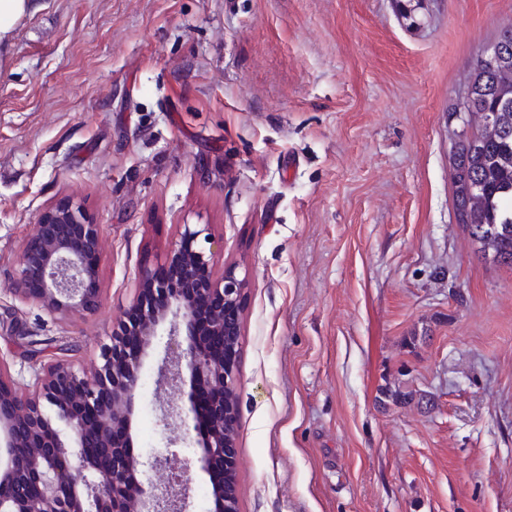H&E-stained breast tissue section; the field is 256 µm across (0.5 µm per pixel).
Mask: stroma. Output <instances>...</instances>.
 I'll list each match as a JSON object with an SVG mask.
<instances>
[{
    "label": "stroma",
    "instance_id": "35a3bbf8",
    "mask_svg": "<svg viewBox=\"0 0 512 512\" xmlns=\"http://www.w3.org/2000/svg\"><path fill=\"white\" fill-rule=\"evenodd\" d=\"M0 66V364L92 371L187 224L246 273L238 512H512V269L458 224L451 116L512 0H38ZM102 227L101 305L8 291L39 215ZM414 400H400L403 392ZM135 454L162 426L137 397Z\"/></svg>",
    "mask_w": 512,
    "mask_h": 512
}]
</instances>
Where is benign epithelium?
Instances as JSON below:
<instances>
[{"instance_id": "7a95c632", "label": "benign epithelium", "mask_w": 512, "mask_h": 512, "mask_svg": "<svg viewBox=\"0 0 512 512\" xmlns=\"http://www.w3.org/2000/svg\"><path fill=\"white\" fill-rule=\"evenodd\" d=\"M100 244V225L88 221L81 202L46 209L22 244L9 292L52 314L94 313L101 297L90 282H98ZM214 244L208 227L186 224L166 254L164 264L176 276L200 282L192 298L153 269L138 271L128 309L138 316L120 320L93 377L54 361L22 396L0 373V512H189L187 467L195 463L213 476L238 431L229 396L239 384L246 277L234 268L214 275ZM158 295L166 298L162 307L153 304ZM212 297L219 304L202 324L198 307ZM203 331L225 345L223 354L202 342ZM161 336L167 340L157 387L188 401H162V420L196 418L199 391L213 392L212 424L188 459L177 450L147 457L131 452L142 368ZM159 471L166 478L157 484L152 473Z\"/></svg>"}]
</instances>
